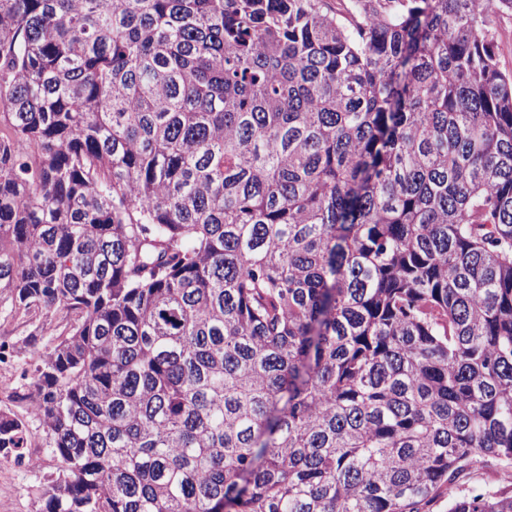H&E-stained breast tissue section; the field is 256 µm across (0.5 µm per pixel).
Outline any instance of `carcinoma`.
<instances>
[{
    "instance_id": "1",
    "label": "carcinoma",
    "mask_w": 512,
    "mask_h": 512,
    "mask_svg": "<svg viewBox=\"0 0 512 512\" xmlns=\"http://www.w3.org/2000/svg\"><path fill=\"white\" fill-rule=\"evenodd\" d=\"M495 14L0 0V458L37 512H512V473L468 486L512 469ZM32 360L28 356L20 355L7 364L0 363V396L3 398L6 392L21 381V374L25 369H30Z\"/></svg>"
}]
</instances>
